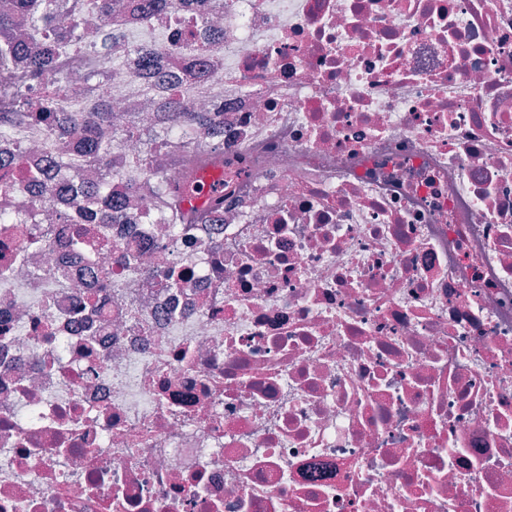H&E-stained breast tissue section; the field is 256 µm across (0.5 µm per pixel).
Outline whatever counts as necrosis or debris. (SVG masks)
<instances>
[{"label":"necrosis or debris","mask_w":512,"mask_h":512,"mask_svg":"<svg viewBox=\"0 0 512 512\" xmlns=\"http://www.w3.org/2000/svg\"><path fill=\"white\" fill-rule=\"evenodd\" d=\"M108 168L0 132V512H512V0H180L112 16ZM209 46L199 55L195 42ZM188 93L216 224L70 247ZM51 173L38 190L24 175Z\"/></svg>","instance_id":"necrosis-or-debris-1"}]
</instances>
